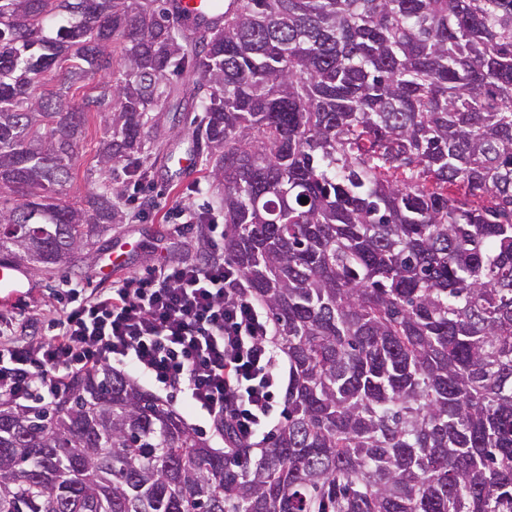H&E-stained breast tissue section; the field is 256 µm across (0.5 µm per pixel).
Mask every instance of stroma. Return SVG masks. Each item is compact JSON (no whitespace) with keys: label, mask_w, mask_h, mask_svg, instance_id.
I'll use <instances>...</instances> for the list:
<instances>
[{"label":"stroma","mask_w":512,"mask_h":512,"mask_svg":"<svg viewBox=\"0 0 512 512\" xmlns=\"http://www.w3.org/2000/svg\"><path fill=\"white\" fill-rule=\"evenodd\" d=\"M192 113L161 114L150 137L160 151V158L150 173L149 206L146 213H137L133 204H126L127 218L113 225L111 231L96 238L84 252L53 273H33L22 294L14 300L0 302V317L13 321V334L19 338L48 337L52 323L73 287L88 289L110 287L111 278H99L98 272L114 248L128 249L124 274L145 271L156 262H177L196 257L200 250V229L175 232L179 213L185 205L205 210L217 206V197L205 177V166L196 163L183 169L179 157L191 153L186 132L191 127ZM101 136L98 121H90L79 147L80 168L68 192L82 200L94 192L96 185L87 173L94 162L97 142Z\"/></svg>","instance_id":"stroma-1"}]
</instances>
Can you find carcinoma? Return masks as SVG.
I'll list each match as a JSON object with an SVG mask.
<instances>
[{
	"instance_id": "carcinoma-1",
	"label": "carcinoma",
	"mask_w": 512,
	"mask_h": 512,
	"mask_svg": "<svg viewBox=\"0 0 512 512\" xmlns=\"http://www.w3.org/2000/svg\"><path fill=\"white\" fill-rule=\"evenodd\" d=\"M178 9L0 0V261L50 273L122 223L188 74L285 421L213 448L101 366L0 403V512H512V0H224L189 29ZM91 113L96 191L73 202Z\"/></svg>"
}]
</instances>
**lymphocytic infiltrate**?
Masks as SVG:
<instances>
[{
    "instance_id": "f902f5d3",
    "label": "lymphocytic infiltrate",
    "mask_w": 512,
    "mask_h": 512,
    "mask_svg": "<svg viewBox=\"0 0 512 512\" xmlns=\"http://www.w3.org/2000/svg\"><path fill=\"white\" fill-rule=\"evenodd\" d=\"M223 260L162 262L76 293L48 338L0 336V401L51 404L73 373L131 369L184 405L253 440L271 424L279 385L272 326Z\"/></svg>"
}]
</instances>
